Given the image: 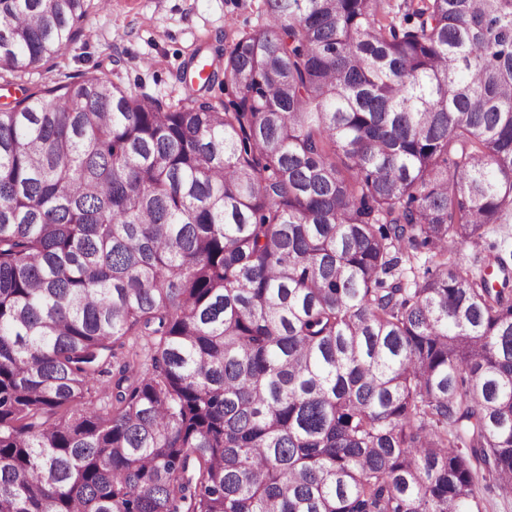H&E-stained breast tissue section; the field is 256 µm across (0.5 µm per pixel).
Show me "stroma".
<instances>
[{"label": "stroma", "instance_id": "1", "mask_svg": "<svg viewBox=\"0 0 512 512\" xmlns=\"http://www.w3.org/2000/svg\"><path fill=\"white\" fill-rule=\"evenodd\" d=\"M262 0H112L83 37L49 65L0 87V106L60 74L99 76L165 103L185 96L177 77L197 58L222 66L218 50L240 32L262 25Z\"/></svg>", "mask_w": 512, "mask_h": 512}]
</instances>
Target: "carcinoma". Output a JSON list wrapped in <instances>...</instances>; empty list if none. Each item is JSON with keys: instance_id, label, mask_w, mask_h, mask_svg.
Wrapping results in <instances>:
<instances>
[{"instance_id": "cac0c4a2", "label": "carcinoma", "mask_w": 512, "mask_h": 512, "mask_svg": "<svg viewBox=\"0 0 512 512\" xmlns=\"http://www.w3.org/2000/svg\"><path fill=\"white\" fill-rule=\"evenodd\" d=\"M263 2L222 108L66 75L0 108V512L512 490V0ZM92 9L0 0V67Z\"/></svg>"}]
</instances>
